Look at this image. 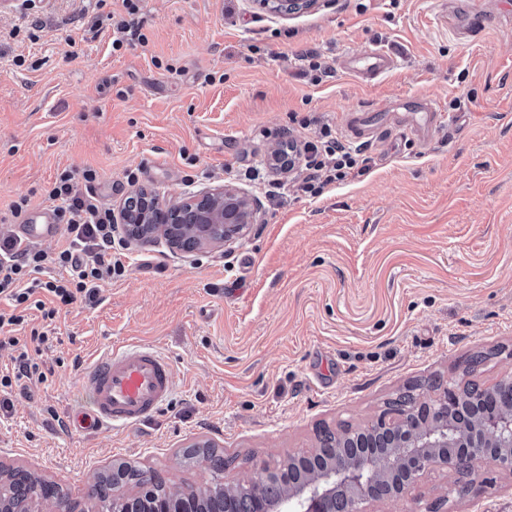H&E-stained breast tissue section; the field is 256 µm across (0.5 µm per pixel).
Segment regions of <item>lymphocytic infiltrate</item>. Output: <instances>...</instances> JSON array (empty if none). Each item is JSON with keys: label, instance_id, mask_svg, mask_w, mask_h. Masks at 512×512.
Masks as SVG:
<instances>
[{"label": "lymphocytic infiltrate", "instance_id": "1", "mask_svg": "<svg viewBox=\"0 0 512 512\" xmlns=\"http://www.w3.org/2000/svg\"><path fill=\"white\" fill-rule=\"evenodd\" d=\"M122 13H108L112 26V49L120 51L136 42H146L143 21L139 16V0H122ZM287 156L279 167L289 172L302 168L305 176L301 188L316 195L326 185L344 180L352 169L362 164L361 150L344 143L323 126L317 140L303 146L289 144ZM45 196L54 204L56 223L65 227L68 245L54 253L37 249L18 236L0 233V296H6L15 308L10 315L0 314V327L22 325L27 310L40 311L44 321H53L57 305L68 306L76 301L93 305L98 301L99 283L122 276L125 267L112 254L116 226L112 210L94 195H80L71 171L59 173ZM72 269L70 278L41 280V273L50 267ZM50 336L48 331L32 329L28 341L16 336H0V350L15 351L14 371L0 375V389L12 388L15 381L33 378L40 373L38 358Z\"/></svg>", "mask_w": 512, "mask_h": 512}]
</instances>
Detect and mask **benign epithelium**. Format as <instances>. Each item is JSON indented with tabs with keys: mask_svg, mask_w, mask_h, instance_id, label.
Listing matches in <instances>:
<instances>
[{
	"mask_svg": "<svg viewBox=\"0 0 512 512\" xmlns=\"http://www.w3.org/2000/svg\"><path fill=\"white\" fill-rule=\"evenodd\" d=\"M261 2L291 13L305 0ZM125 210L147 213L150 236L160 234L167 240L170 224H223L224 241L229 242L256 220L248 197L228 185L190 194L169 207L160 204L159 195L146 191L132 196ZM477 395L464 411L456 388L450 387L409 414L357 428L351 444L336 446L331 464L317 470L309 482L286 483L287 492L277 500L265 498V487L274 476L287 479L300 466L298 456L261 465L258 478L246 482L252 494L250 512H366L367 503L407 497L428 471H448L468 493L486 467L512 474V379L479 387ZM23 477L22 472L5 474L0 464V512H50L56 499L23 493ZM138 499L151 501L153 512H175L173 505L183 500V490L166 487L158 493L147 482Z\"/></svg>",
	"mask_w": 512,
	"mask_h": 512,
	"instance_id": "benign-epithelium-1",
	"label": "benign epithelium"
}]
</instances>
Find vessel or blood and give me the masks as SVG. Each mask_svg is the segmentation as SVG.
<instances>
[{"label":"vessel or blood","mask_w":512,"mask_h":512,"mask_svg":"<svg viewBox=\"0 0 512 512\" xmlns=\"http://www.w3.org/2000/svg\"><path fill=\"white\" fill-rule=\"evenodd\" d=\"M344 65L358 75L373 79L388 72L394 57L380 50L364 56H348ZM350 140L371 141L379 133L399 129L412 138L433 137L447 127L444 113L421 104L405 112L375 116L359 112L349 116L344 124ZM15 234L29 243L55 238L59 226L52 215L30 216L26 223L16 225ZM174 385L171 362L153 348L141 345L125 346L102 355L80 380L81 389L92 400L91 426L136 425L151 417L169 398Z\"/></svg>","instance_id":"b4317fda"}]
</instances>
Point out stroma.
<instances>
[{"label":"stroma","mask_w":512,"mask_h":512,"mask_svg":"<svg viewBox=\"0 0 512 512\" xmlns=\"http://www.w3.org/2000/svg\"><path fill=\"white\" fill-rule=\"evenodd\" d=\"M447 3L443 23L436 0H312L291 14L260 0H141L147 41L116 53L95 0H0V213L24 195L46 207L57 172L88 168L116 215L138 188L175 203L230 185L258 205L242 238L191 253L118 229L124 275L101 281L97 305L57 314L46 380H22L0 416L1 461L85 512L94 474L115 464L198 487L211 471L181 456L207 442L235 481L315 447L321 429L376 419L407 385L512 375V12ZM374 49L397 61L377 80L343 66ZM426 101L456 125L362 144L366 169L320 195L301 191V170L269 163L284 135ZM130 343L170 359L169 400L137 425L71 429L70 414L91 408L81 375ZM477 486L459 496L433 471L377 509L444 498L448 512H512V476L488 469Z\"/></svg>","instance_id":"35a3bbf8"}]
</instances>
